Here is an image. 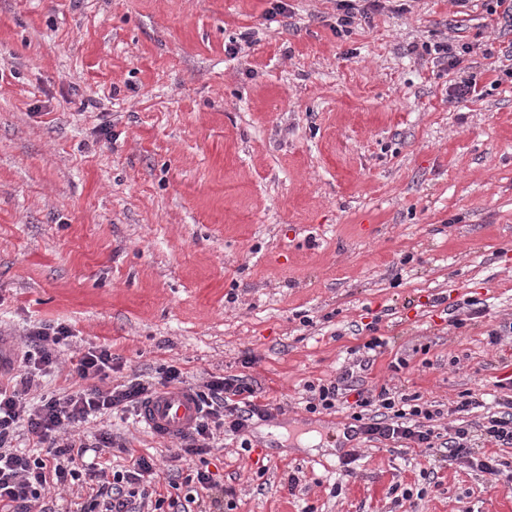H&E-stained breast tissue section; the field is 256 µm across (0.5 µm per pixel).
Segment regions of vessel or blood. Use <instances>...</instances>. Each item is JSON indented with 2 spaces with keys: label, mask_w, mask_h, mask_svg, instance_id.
Instances as JSON below:
<instances>
[{
  "label": "vessel or blood",
  "mask_w": 512,
  "mask_h": 512,
  "mask_svg": "<svg viewBox=\"0 0 512 512\" xmlns=\"http://www.w3.org/2000/svg\"><path fill=\"white\" fill-rule=\"evenodd\" d=\"M200 415L199 403L193 391L166 388L141 406L139 420L154 435L176 440L188 433Z\"/></svg>",
  "instance_id": "obj_1"
}]
</instances>
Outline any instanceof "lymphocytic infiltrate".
<instances>
[{
    "label": "lymphocytic infiltrate",
    "instance_id": "obj_1",
    "mask_svg": "<svg viewBox=\"0 0 512 512\" xmlns=\"http://www.w3.org/2000/svg\"><path fill=\"white\" fill-rule=\"evenodd\" d=\"M404 12L401 4L388 5L387 0H336V34L345 36L362 21L384 10ZM425 54L435 55L442 69L448 71V100L463 104L482 97L483 92L466 61L474 51L471 43L446 39L423 44ZM74 332L58 323H37L24 332V346L19 357L20 372L0 382V512H50L42 502L48 491L65 489L73 482L90 486L93 496L81 512H143L145 503H152L154 512L178 502L196 504L200 494L219 488L220 483L203 457L210 453L216 435L245 436L253 419L271 414L268 403L262 402L248 376L213 375L195 389L201 414L193 430L184 436L174 454L184 462L187 472L171 487L183 491V498L152 497L150 488L158 476L156 461L148 456L133 457L128 468L108 471L107 468L85 464L89 447H114L111 433L100 432L94 444L76 436L75 430L89 418L107 413L135 414L153 394L163 388L184 384L183 371L176 365L160 368L156 375L136 374L122 383L101 388L99 382L121 365L107 345L89 347L73 362L71 375L85 381V388L71 393L41 395L37 401L28 396L40 377L52 372L59 362L58 347ZM305 408L309 412L339 411L347 396L355 402L349 417L367 440L392 441L433 452L443 447L448 463L467 461L498 485L502 470L496 457H476L475 445L484 442L496 447H512V399L500 402L499 410L488 416L479 434H472L468 424L455 427L449 436H441L433 425L436 416L428 404L412 402L406 395L389 389L368 394L358 388L353 370H344L336 380L308 385ZM24 430L34 441L36 450L29 453L14 448L17 430Z\"/></svg>",
    "mask_w": 512,
    "mask_h": 512
}]
</instances>
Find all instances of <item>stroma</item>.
<instances>
[{
	"instance_id": "35a3bbf8",
	"label": "stroma",
	"mask_w": 512,
	"mask_h": 512,
	"mask_svg": "<svg viewBox=\"0 0 512 512\" xmlns=\"http://www.w3.org/2000/svg\"><path fill=\"white\" fill-rule=\"evenodd\" d=\"M274 2L0 0V348L71 326L45 394L81 388L71 360L101 344L123 362L106 388L164 364L190 388L247 375L272 415L207 457L233 512H405V489L415 512H512V485L386 441L357 439L344 469L346 413L303 403L376 314L365 388L436 405L448 431L488 413L454 415L462 392L512 397V333L487 336L512 323V30L483 0H411L340 38L336 0ZM450 36L486 91L458 107L408 50ZM101 429L124 448L100 463L153 457L167 491L173 442L119 413Z\"/></svg>"
}]
</instances>
